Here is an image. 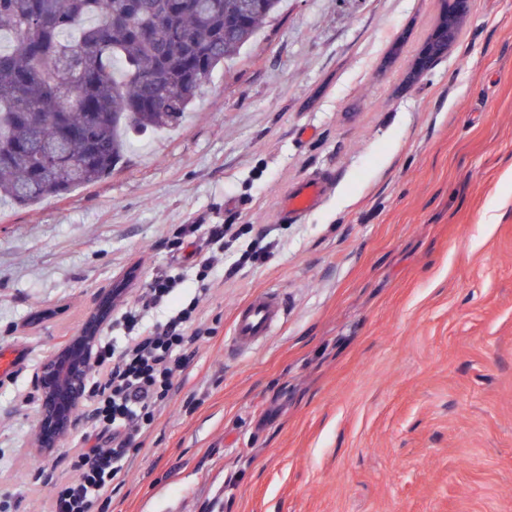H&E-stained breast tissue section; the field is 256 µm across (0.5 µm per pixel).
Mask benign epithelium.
I'll return each mask as SVG.
<instances>
[{
    "label": "benign epithelium",
    "instance_id": "1",
    "mask_svg": "<svg viewBox=\"0 0 512 512\" xmlns=\"http://www.w3.org/2000/svg\"><path fill=\"white\" fill-rule=\"evenodd\" d=\"M470 0H451L449 22L442 23L409 65L416 78L436 59L450 51L455 33L469 12ZM112 290L99 293L95 309L87 316L77 335L62 348L50 353L35 373L40 430L33 444L41 456L53 454L70 434L75 415L87 396V368L93 361L99 335L112 315Z\"/></svg>",
    "mask_w": 512,
    "mask_h": 512
}]
</instances>
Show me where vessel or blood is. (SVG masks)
I'll return each instance as SVG.
<instances>
[{
  "label": "vessel or blood",
  "instance_id": "vessel-or-blood-1",
  "mask_svg": "<svg viewBox=\"0 0 512 512\" xmlns=\"http://www.w3.org/2000/svg\"><path fill=\"white\" fill-rule=\"evenodd\" d=\"M326 189L327 183L321 178L298 183L281 202L280 222L297 223L305 213L322 202ZM283 311V304L274 292L263 290L254 294L235 313L231 336L233 347L243 353L251 350L271 334Z\"/></svg>",
  "mask_w": 512,
  "mask_h": 512
}]
</instances>
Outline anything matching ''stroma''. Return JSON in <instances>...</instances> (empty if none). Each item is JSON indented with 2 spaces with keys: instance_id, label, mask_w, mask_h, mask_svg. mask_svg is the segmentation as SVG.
Returning <instances> with one entry per match:
<instances>
[{
  "instance_id": "obj_1",
  "label": "stroma",
  "mask_w": 512,
  "mask_h": 512,
  "mask_svg": "<svg viewBox=\"0 0 512 512\" xmlns=\"http://www.w3.org/2000/svg\"><path fill=\"white\" fill-rule=\"evenodd\" d=\"M452 51L408 66L445 0H284L180 129L134 142L112 175L0 206V505L47 512L74 480L83 423L34 454V373L101 289L136 302L180 268L213 330L109 512H512V0H471ZM321 206L277 221L298 182ZM184 224L254 225L273 257L226 243L198 293ZM134 281H127L128 271ZM285 315L229 348L236 309ZM283 311L282 301L274 292L263 290L254 294L235 313L231 336L233 347L241 353L251 350L271 334Z\"/></svg>"
}]
</instances>
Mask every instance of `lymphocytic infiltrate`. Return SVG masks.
Wrapping results in <instances>:
<instances>
[{
  "label": "lymphocytic infiltrate",
  "mask_w": 512,
  "mask_h": 512,
  "mask_svg": "<svg viewBox=\"0 0 512 512\" xmlns=\"http://www.w3.org/2000/svg\"><path fill=\"white\" fill-rule=\"evenodd\" d=\"M180 274L157 275L142 289L135 306L116 320L126 332L123 346L99 337L95 365L88 381L90 426L84 447L73 460L74 481L52 488L51 512H99L112 481L124 472L130 451L143 447L142 436L168 400L177 380L210 331L198 326V299L175 304ZM170 308L166 321L152 323L147 314Z\"/></svg>",
  "instance_id": "f902f5d3"
}]
</instances>
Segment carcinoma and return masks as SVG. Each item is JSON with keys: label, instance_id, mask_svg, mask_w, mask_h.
Returning a JSON list of instances; mask_svg holds the SVG:
<instances>
[{"label": "carcinoma", "instance_id": "obj_1", "mask_svg": "<svg viewBox=\"0 0 512 512\" xmlns=\"http://www.w3.org/2000/svg\"><path fill=\"white\" fill-rule=\"evenodd\" d=\"M280 0H0V201L112 174L133 134L180 126Z\"/></svg>", "mask_w": 512, "mask_h": 512}]
</instances>
